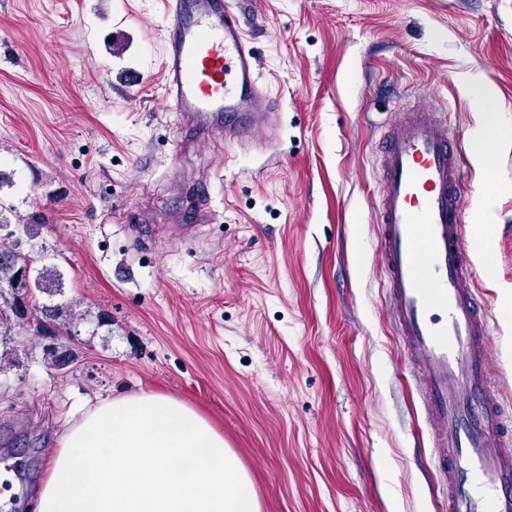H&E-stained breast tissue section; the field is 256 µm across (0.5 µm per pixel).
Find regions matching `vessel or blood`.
I'll list each match as a JSON object with an SVG mask.
<instances>
[{"mask_svg":"<svg viewBox=\"0 0 512 512\" xmlns=\"http://www.w3.org/2000/svg\"><path fill=\"white\" fill-rule=\"evenodd\" d=\"M165 0L162 61L169 112L241 139L276 111L243 35L247 7ZM375 202L389 318L414 362L426 419L443 449L447 512H512V407L490 376L492 325L466 239L464 155L438 112L402 114L384 136Z\"/></svg>","mask_w":512,"mask_h":512,"instance_id":"obj_1","label":"vessel or blood"}]
</instances>
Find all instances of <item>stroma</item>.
<instances>
[{
    "label": "stroma",
    "instance_id": "stroma-1",
    "mask_svg": "<svg viewBox=\"0 0 512 512\" xmlns=\"http://www.w3.org/2000/svg\"><path fill=\"white\" fill-rule=\"evenodd\" d=\"M258 2L248 38L279 110L228 150L164 106L163 0H0V170L14 179L0 197L44 218L35 245L83 315L58 338L65 369L19 328L0 361V459L24 454L21 512L67 428L140 393L220 429L261 512H443L420 380L385 313L377 160L424 90L469 147L470 72L512 125V0ZM466 166L468 208L492 202L493 261L475 262L512 404V137Z\"/></svg>",
    "mask_w": 512,
    "mask_h": 512
}]
</instances>
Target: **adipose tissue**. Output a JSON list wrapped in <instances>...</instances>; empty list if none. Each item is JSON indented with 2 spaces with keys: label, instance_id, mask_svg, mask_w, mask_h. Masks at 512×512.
I'll use <instances>...</instances> for the list:
<instances>
[{
  "label": "adipose tissue",
  "instance_id": "1",
  "mask_svg": "<svg viewBox=\"0 0 512 512\" xmlns=\"http://www.w3.org/2000/svg\"><path fill=\"white\" fill-rule=\"evenodd\" d=\"M467 84L487 163L506 127L483 74ZM37 512H260L253 482L222 431L186 404L142 393L98 404L63 435Z\"/></svg>",
  "mask_w": 512,
  "mask_h": 512
}]
</instances>
